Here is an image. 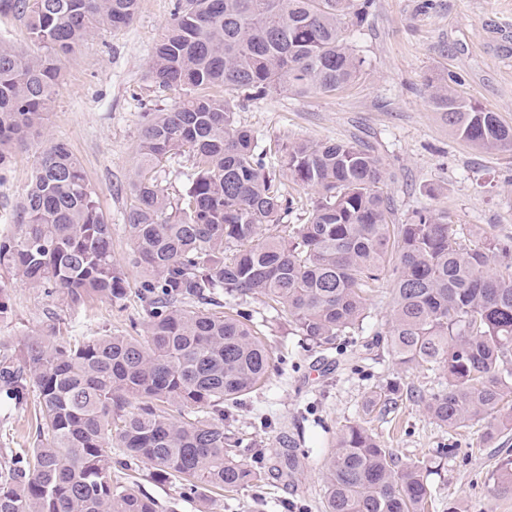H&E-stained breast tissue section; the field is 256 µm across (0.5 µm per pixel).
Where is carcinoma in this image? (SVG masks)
I'll use <instances>...</instances> for the list:
<instances>
[{
	"instance_id": "cac0c4a2",
	"label": "carcinoma",
	"mask_w": 512,
	"mask_h": 512,
	"mask_svg": "<svg viewBox=\"0 0 512 512\" xmlns=\"http://www.w3.org/2000/svg\"><path fill=\"white\" fill-rule=\"evenodd\" d=\"M140 0H0L24 19L45 53L0 41V166L40 137L61 82L60 56L102 25L130 24ZM374 0H176L151 60V77L178 88L172 108L144 113L125 231L130 263L148 278L145 316L131 331L64 340L48 332L0 349V394L33 399L32 447L0 462V512H157L132 466L171 482L185 498L222 497L263 479L224 428L231 410L268 378L272 353L235 311L260 295L288 316L303 341L330 345L365 330L371 293L390 259L389 313L374 331L402 367L446 380L426 411L450 430L488 421L486 439L512 431V241L463 243L448 213L413 212L393 223L384 172L349 142L295 140L269 167L237 101L288 91L333 94L364 60L348 42ZM466 143L512 146V127L450 86L431 94ZM192 160L179 193L156 176ZM312 191L305 223L286 224ZM0 240V270L73 307L89 295L123 301L125 266L67 143L50 141ZM400 384L370 392L365 413L397 405ZM274 469L294 470L289 452ZM425 461L403 464L359 423L346 426L323 464L324 512H427L436 491ZM288 192L296 199V201H300L298 204L299 209L288 216V224L304 223L309 216V211L307 209L311 210L310 198L313 197L311 191L288 182Z\"/></svg>"
}]
</instances>
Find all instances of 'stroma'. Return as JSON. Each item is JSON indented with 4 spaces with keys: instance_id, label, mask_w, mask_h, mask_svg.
<instances>
[{
    "instance_id": "stroma-1",
    "label": "stroma",
    "mask_w": 512,
    "mask_h": 512,
    "mask_svg": "<svg viewBox=\"0 0 512 512\" xmlns=\"http://www.w3.org/2000/svg\"><path fill=\"white\" fill-rule=\"evenodd\" d=\"M175 0H141L129 25L102 27L62 57V82L49 109L45 135L0 167V239L15 231L16 205L27 189L46 140L68 143L82 163L112 226V252L127 266L123 303L93 297L73 307L43 289L9 283L0 345L53 330L72 339L127 329L144 314L137 289L142 269L130 266L132 243L124 229L142 115L174 105L175 90H159L149 76L155 44ZM352 46L365 67L350 87L333 93L285 92L241 102L236 118L262 147L294 139L342 140L367 147L386 173L384 192L402 224L413 211L447 212L466 239L512 238V149L485 151L457 138L430 101L450 85L471 103L512 126V0H374ZM252 329L273 351L266 383L234 411L228 423L273 457L284 437L296 442L297 467L267 473L260 486L203 501L180 497L174 485L142 477L158 512H321L322 460L345 425L361 422L405 463L432 460L429 482L435 512L463 505L465 512H512V492L498 487L499 464L512 458V432L482 445L485 423L448 431L426 413L440 386L420 367L399 372L384 350L365 337H339L330 349L308 348L285 317L262 299L242 305ZM397 376L406 394L388 414L365 413L370 389ZM28 408L0 396V442L31 447Z\"/></svg>"
}]
</instances>
